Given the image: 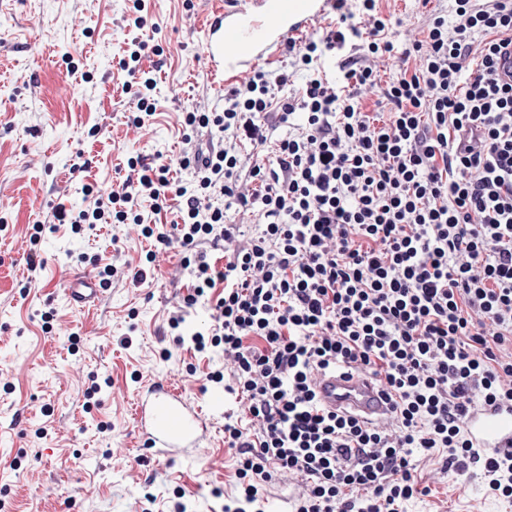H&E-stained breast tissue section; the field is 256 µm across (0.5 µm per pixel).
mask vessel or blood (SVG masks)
<instances>
[{
  "label": "vessel or blood",
  "mask_w": 512,
  "mask_h": 512,
  "mask_svg": "<svg viewBox=\"0 0 512 512\" xmlns=\"http://www.w3.org/2000/svg\"><path fill=\"white\" fill-rule=\"evenodd\" d=\"M333 5L334 0H226L203 27L202 54L217 88L269 61L291 37L311 33L312 22L329 14ZM63 292L72 304L87 305L97 293L95 279L82 269L70 271L63 279ZM317 392L329 409L366 419L379 418L388 408L382 390L368 376L343 369L323 376ZM135 420L159 453L199 444L201 413L172 385L144 389L136 402ZM465 429L474 448L486 455L512 452V402L475 410Z\"/></svg>",
  "instance_id": "1"
}]
</instances>
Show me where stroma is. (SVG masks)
I'll return each mask as SVG.
<instances>
[{
	"label": "stroma",
	"mask_w": 512,
	"mask_h": 512,
	"mask_svg": "<svg viewBox=\"0 0 512 512\" xmlns=\"http://www.w3.org/2000/svg\"><path fill=\"white\" fill-rule=\"evenodd\" d=\"M221 2L149 0L164 53L152 130L141 139L118 65L138 35L124 22L129 0H0V196L10 203L0 212V512H168L180 489L189 512H224L234 492L224 418L243 417L244 406L230 394L222 409H208L205 375L223 369L222 352L173 343L168 313L192 289L178 250L161 253L146 281L114 276L82 308L60 281L69 268L90 271L110 257L111 234L46 221L57 203L83 205L86 184L119 181L128 155L178 157L183 112L223 111L201 51L202 28ZM447 8L446 0L381 2L402 48ZM36 224L43 266L33 271L27 241ZM51 309L59 325L47 333L42 315ZM95 380L102 386L88 395ZM154 382L203 408L199 448L162 456L138 433L137 395ZM441 465L439 456L421 458L420 471L440 469V481L403 512H512L478 477Z\"/></svg>",
	"instance_id": "1"
}]
</instances>
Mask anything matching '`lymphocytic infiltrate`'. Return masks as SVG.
I'll return each instance as SVG.
<instances>
[{
  "label": "lymphocytic infiltrate",
  "mask_w": 512,
  "mask_h": 512,
  "mask_svg": "<svg viewBox=\"0 0 512 512\" xmlns=\"http://www.w3.org/2000/svg\"><path fill=\"white\" fill-rule=\"evenodd\" d=\"M333 9L318 35L288 44L308 73L300 96L281 97L287 74L254 68L223 111L185 116L217 127L219 148L129 157L125 179L53 216L76 234L108 224L116 243L155 239L140 281L158 250L180 249L194 284L171 329L212 299L210 332L191 342L222 350L223 371L206 378L246 404L245 420L224 424L236 457L224 512H262L276 480L300 488L290 512H401L436 482L418 481L421 453L478 470L511 503L512 453L480 456L464 424L475 406L512 401V82L497 74L512 0H450L403 50L379 0ZM128 21L139 35L119 65L137 98L131 124L146 133L156 82L140 67L145 0H132ZM382 62L396 70L385 83ZM373 89L369 112L362 94ZM175 166L193 169L194 187L171 180ZM171 208L169 229L156 227ZM233 213L254 214L257 232L242 235ZM337 369L370 376L388 414L323 406L317 381Z\"/></svg>",
  "instance_id": "obj_1"
}]
</instances>
